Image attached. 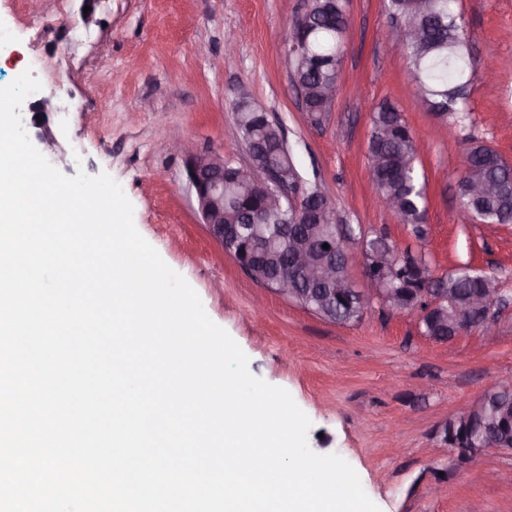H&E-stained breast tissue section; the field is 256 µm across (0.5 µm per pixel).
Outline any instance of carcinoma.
Segmentation results:
<instances>
[{
	"mask_svg": "<svg viewBox=\"0 0 512 512\" xmlns=\"http://www.w3.org/2000/svg\"><path fill=\"white\" fill-rule=\"evenodd\" d=\"M458 0H426V13L415 7V0H387L390 17L408 29H418L417 42L404 41L410 62V74L423 103L440 107V113L456 116V122L465 119L458 107L463 90L468 85L473 70L471 54L463 36L460 16L455 12ZM307 14L305 36L306 54L292 57L295 75L307 92L308 108L313 119H320L329 111L331 102L318 94L326 82H337L338 72L333 64L341 62V48L348 29L345 0H336V9L327 10L315 0ZM235 124L246 141H257L268 147V153L260 157L264 163L275 164L287 171L297 170L289 153L280 152L285 141L282 126L264 119L257 106L242 99L235 105ZM368 153L372 181L377 197L393 198L389 206L402 223L411 226L419 241L425 237L419 233L425 219L427 193L425 184L417 175V146L402 112L391 103H383L371 116ZM500 154L494 149L476 144L467 151L464 168L458 180L461 206L476 214L485 224L512 223V168L499 161ZM490 181L496 185L493 195L473 202L470 186L474 182ZM293 209L268 207L259 190L249 183L226 181L224 183V223L262 224L267 230L278 224H288ZM411 255H398V263L383 275L391 287L399 289L409 285L418 288H442L455 306L464 308L475 294L495 286V281L484 275H475L462 267L455 272L433 279L428 266L422 260L409 262ZM291 260L289 241L269 239L265 263L274 269L288 267ZM323 314L338 323L361 321L359 310L345 296H330L323 291ZM487 398L486 412H464L455 417L456 436L465 437L483 425L500 437L512 434V411L503 414L496 411L497 403L512 408V394L493 391Z\"/></svg>",
	"mask_w": 512,
	"mask_h": 512,
	"instance_id": "cac0c4a2",
	"label": "carcinoma"
}]
</instances>
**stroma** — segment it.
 <instances>
[{"label":"stroma","instance_id":"35a3bbf8","mask_svg":"<svg viewBox=\"0 0 512 512\" xmlns=\"http://www.w3.org/2000/svg\"><path fill=\"white\" fill-rule=\"evenodd\" d=\"M309 3L0 0V86L34 70L53 107L56 144L44 156L67 176L104 172L119 183L139 233L245 352L250 372L291 394L311 421L310 448L345 459L380 512H512V453L462 464L444 440L449 419L512 377V224L474 220L457 194L473 144L512 162V0H458L475 76L450 137L416 101L407 54L388 37L387 0H347L336 99L314 124L288 56ZM231 33L242 39L229 53ZM243 98L281 124L337 223L385 233L402 252L424 250L432 277L468 266L494 278L496 335L440 343L417 314L388 309L337 324L248 278L202 224L184 156L170 142L176 129L200 150L247 163L234 124ZM385 101L416 137L430 227L422 246L373 202L367 144L371 114Z\"/></svg>","mask_w":512,"mask_h":512}]
</instances>
